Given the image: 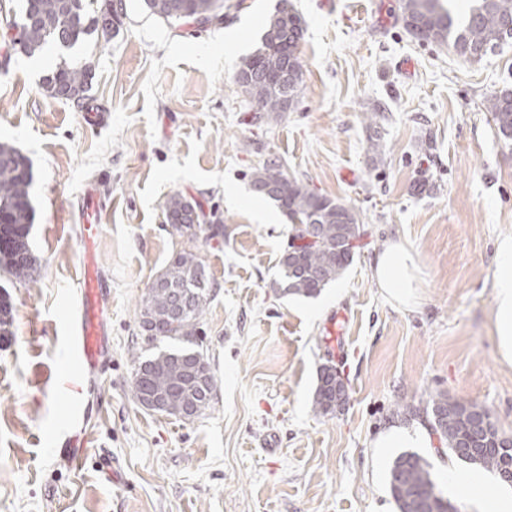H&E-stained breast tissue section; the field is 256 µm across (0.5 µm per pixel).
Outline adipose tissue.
<instances>
[{"label": "adipose tissue", "mask_w": 512, "mask_h": 512, "mask_svg": "<svg viewBox=\"0 0 512 512\" xmlns=\"http://www.w3.org/2000/svg\"><path fill=\"white\" fill-rule=\"evenodd\" d=\"M418 260L404 242L387 243L377 255L373 276L389 299L410 306L418 299ZM494 325L499 355L512 366V238L499 247L498 275L494 290ZM448 490L466 496L473 512H512V487L478 480L476 474L449 468Z\"/></svg>", "instance_id": "obj_1"}]
</instances>
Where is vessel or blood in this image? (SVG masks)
Listing matches in <instances>:
<instances>
[{
    "label": "vessel or blood",
    "mask_w": 512,
    "mask_h": 512,
    "mask_svg": "<svg viewBox=\"0 0 512 512\" xmlns=\"http://www.w3.org/2000/svg\"><path fill=\"white\" fill-rule=\"evenodd\" d=\"M98 186L87 183L81 198L84 252L77 296L70 309L73 320L72 358L77 370L99 373L109 362L111 344L107 321L111 311V288L101 270L96 242L106 211L98 200Z\"/></svg>",
    "instance_id": "vessel-or-blood-1"
}]
</instances>
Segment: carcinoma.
<instances>
[{"mask_svg": "<svg viewBox=\"0 0 512 512\" xmlns=\"http://www.w3.org/2000/svg\"><path fill=\"white\" fill-rule=\"evenodd\" d=\"M144 4L168 22L224 19V0H144ZM400 10L405 28L425 32L420 42L448 46L465 61L479 62L509 47L503 26L505 21H512V0H475L463 16L456 15L444 0H400ZM119 23L120 17L112 15L110 5L90 18L86 0H23L21 15L14 25L23 34V53L32 57L51 46L74 47L92 25L115 30ZM303 38L301 16L288 6V0H280L265 24L259 46L243 60L237 72L238 83L258 111L268 116L282 112L280 85L267 76L285 71V41L290 40L298 47ZM89 77L90 70L85 66H60L52 71L44 86L53 97L78 103L88 90ZM505 93V89L494 92L484 102L500 136L512 129V107L505 105ZM32 183V167L27 157L14 146L0 142V217L4 219L0 227V267L19 282L31 277L35 264L29 241L35 219L30 197ZM270 184L274 188L263 198L280 208L291 223L312 225L320 237L319 242L300 248L298 260L290 262L287 256L281 257L278 288L285 296L315 298L352 264L354 241L360 237L357 215L349 206L289 178L276 159L254 168L250 177L254 190ZM196 210L195 204L175 193L167 201L166 219L170 224L183 226L185 231L180 236L191 239L201 228L194 223ZM200 267L198 254L183 249L161 272L162 279L151 282L142 296L140 317L161 311L168 319L179 321V325L159 339L162 347L156 351L132 355V392L136 398L150 390L167 389L174 397L184 392V387L174 384L175 371L203 353L198 325L210 298V285L206 274L197 272ZM177 296L185 302L182 312L173 309ZM342 384L335 366H321L314 411L321 415L335 412L336 386ZM413 412L431 416L433 429L455 458L476 464L500 478L505 471L512 470V447H486L489 437L498 440L500 436L483 405L438 397L431 399L428 406L413 408ZM386 482L398 512H457V507L438 488L432 465L416 452L399 454L387 471Z\"/></svg>", "mask_w": 512, "mask_h": 512, "instance_id": "cac0c4a2", "label": "carcinoma"}]
</instances>
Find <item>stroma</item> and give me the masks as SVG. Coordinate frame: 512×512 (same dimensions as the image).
<instances>
[{"mask_svg": "<svg viewBox=\"0 0 512 512\" xmlns=\"http://www.w3.org/2000/svg\"><path fill=\"white\" fill-rule=\"evenodd\" d=\"M291 3L306 28L302 90L271 119L236 74L278 0H224L223 21L208 23H170L123 0L118 31L34 57L11 42L21 0H0V141L32 165L36 259L25 282L0 270L13 307L0 336V512H397L386 474L398 451L376 442L391 425L417 423L412 408L441 395L475 401L512 436V367L494 328L512 146L482 106L512 88V48L474 64L421 44L400 0ZM63 62L91 69L87 102L106 113L102 126L44 91ZM273 156L360 219L352 265L315 298L277 290L292 226L249 188L252 169ZM94 179L111 203L98 257L112 291V352L85 381L90 443L74 469L65 306L84 251L78 200ZM176 192L219 234L173 235L165 209ZM391 241L418 255L415 306L387 299L373 277ZM185 248L213 284L200 335L219 380L191 422L148 411L132 393L138 304ZM325 363L349 400L323 416L312 397ZM107 461L122 484L105 477Z\"/></svg>", "mask_w": 512, "mask_h": 512, "instance_id": "35a3bbf8", "label": "stroma"}]
</instances>
